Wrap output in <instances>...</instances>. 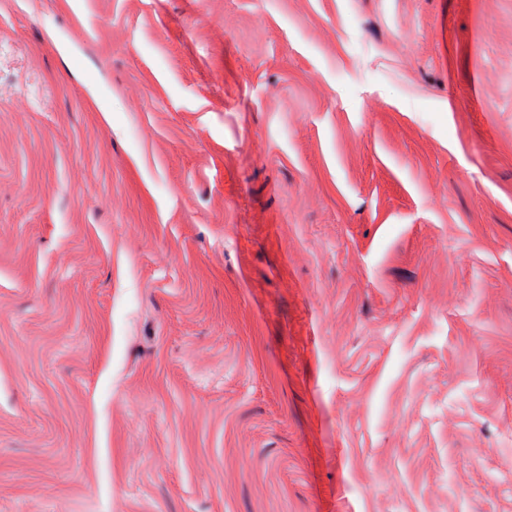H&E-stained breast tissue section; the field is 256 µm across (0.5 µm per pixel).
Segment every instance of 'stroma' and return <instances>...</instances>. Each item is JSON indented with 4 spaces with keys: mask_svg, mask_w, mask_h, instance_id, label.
<instances>
[{
    "mask_svg": "<svg viewBox=\"0 0 512 512\" xmlns=\"http://www.w3.org/2000/svg\"><path fill=\"white\" fill-rule=\"evenodd\" d=\"M0 512H512V0H0Z\"/></svg>",
    "mask_w": 512,
    "mask_h": 512,
    "instance_id": "obj_1",
    "label": "stroma"
}]
</instances>
